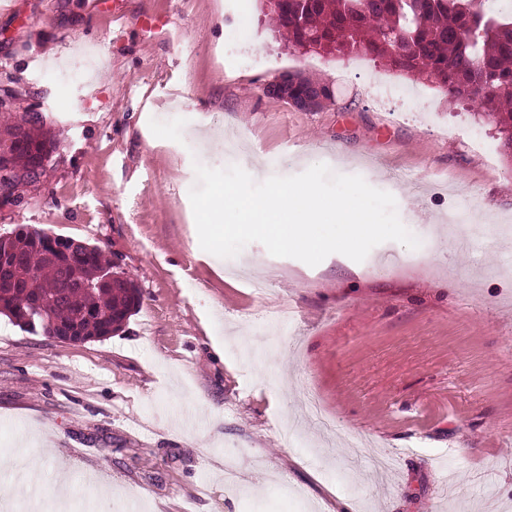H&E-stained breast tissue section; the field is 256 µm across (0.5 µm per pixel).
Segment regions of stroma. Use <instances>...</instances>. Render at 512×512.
I'll return each mask as SVG.
<instances>
[{
	"label": "stroma",
	"mask_w": 512,
	"mask_h": 512,
	"mask_svg": "<svg viewBox=\"0 0 512 512\" xmlns=\"http://www.w3.org/2000/svg\"><path fill=\"white\" fill-rule=\"evenodd\" d=\"M0 0V97L38 112L57 149L0 229L29 224L106 249L141 303L112 336L58 342L0 319V470L15 512H502L512 500V235L461 246L448 196L512 222V162L489 171L442 127L501 136L436 85L367 57L299 55L244 7L236 56L225 0ZM162 21L146 33V18ZM302 71L333 105L301 112L264 84ZM397 96H376L366 71ZM244 157L225 151L238 133ZM255 181L323 163L391 193L419 248L310 266L258 242L227 277L201 249L195 164ZM316 396L334 424L308 420ZM391 454L379 472L375 458ZM236 455L243 488L224 483ZM67 473L68 489L55 486Z\"/></svg>",
	"instance_id": "stroma-1"
}]
</instances>
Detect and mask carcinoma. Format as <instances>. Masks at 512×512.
Segmentation results:
<instances>
[{"instance_id": "1", "label": "carcinoma", "mask_w": 512, "mask_h": 512, "mask_svg": "<svg viewBox=\"0 0 512 512\" xmlns=\"http://www.w3.org/2000/svg\"><path fill=\"white\" fill-rule=\"evenodd\" d=\"M487 0H260V12L293 51L369 57L437 85L458 106L476 103L504 136L512 158V12L501 18ZM55 151L39 112H9L0 124V174L34 178ZM23 226L0 238V314L19 327L50 334L70 327L83 341L112 336L136 311L140 292L129 278L95 284L112 271L105 249L70 246L58 235ZM53 300L49 319L28 304Z\"/></svg>"}]
</instances>
